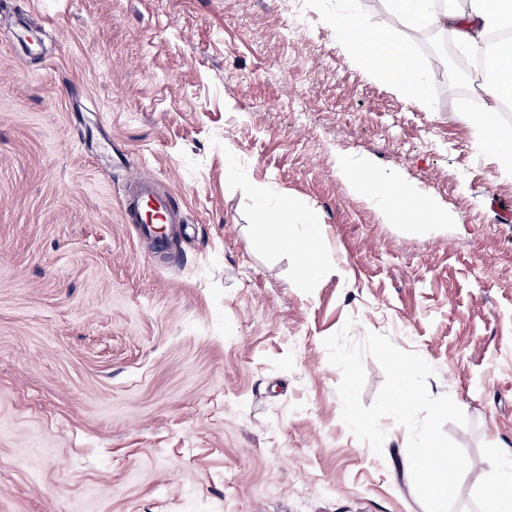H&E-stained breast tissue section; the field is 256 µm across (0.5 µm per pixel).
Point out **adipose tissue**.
Masks as SVG:
<instances>
[{
	"label": "adipose tissue",
	"mask_w": 512,
	"mask_h": 512,
	"mask_svg": "<svg viewBox=\"0 0 512 512\" xmlns=\"http://www.w3.org/2000/svg\"><path fill=\"white\" fill-rule=\"evenodd\" d=\"M387 9L402 19L407 27L421 30L429 27L452 30L459 40L474 42L491 29L512 25V0H463L461 8L431 11V0H384ZM329 25L348 49L350 55L373 75L390 83L403 96L413 99L424 94L423 72L409 57L405 47L396 45L389 35L372 31L355 11L329 14ZM495 75L486 80L481 91L484 109L474 120L473 128L484 145L506 169L512 170V131L497 122L500 102L512 98V46L497 51L493 59ZM361 192L372 196L389 220L407 224L446 221L447 214L429 195L414 184L395 175L379 173L372 167H341ZM288 208H281L270 237L273 246H290L299 257L298 272L311 279L318 271V241L288 239Z\"/></svg>",
	"instance_id": "obj_1"
}]
</instances>
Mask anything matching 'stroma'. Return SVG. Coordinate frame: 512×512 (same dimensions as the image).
Here are the masks:
<instances>
[{"mask_svg":"<svg viewBox=\"0 0 512 512\" xmlns=\"http://www.w3.org/2000/svg\"><path fill=\"white\" fill-rule=\"evenodd\" d=\"M345 0H0V512H425L408 433L341 419L325 337L388 335L468 419L455 512L512 450V176L431 75L401 96L327 23ZM423 68L383 0H356ZM449 214L387 221L336 164ZM182 198L123 224L126 169ZM319 237V272L268 242Z\"/></svg>","mask_w":512,"mask_h":512,"instance_id":"stroma-1","label":"stroma"}]
</instances>
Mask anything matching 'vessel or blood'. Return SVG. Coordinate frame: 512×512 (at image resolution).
<instances>
[{
    "instance_id": "vessel-or-blood-1",
    "label": "vessel or blood",
    "mask_w": 512,
    "mask_h": 512,
    "mask_svg": "<svg viewBox=\"0 0 512 512\" xmlns=\"http://www.w3.org/2000/svg\"><path fill=\"white\" fill-rule=\"evenodd\" d=\"M122 220L136 234L151 239L158 250H168L183 219L171 193L159 190L153 178L127 170Z\"/></svg>"
}]
</instances>
